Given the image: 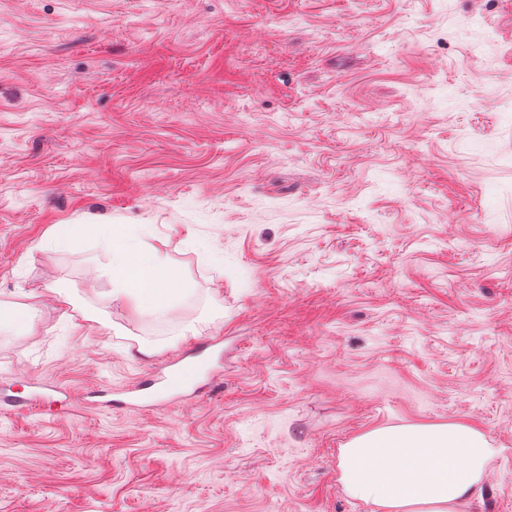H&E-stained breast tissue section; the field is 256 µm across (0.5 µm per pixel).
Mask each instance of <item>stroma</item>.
Returning <instances> with one entry per match:
<instances>
[{
    "mask_svg": "<svg viewBox=\"0 0 512 512\" xmlns=\"http://www.w3.org/2000/svg\"><path fill=\"white\" fill-rule=\"evenodd\" d=\"M103 224L179 271L162 318L103 306ZM28 293L0 512H371L342 446L452 422L498 450L461 512H512V0H0V300ZM219 336L213 392L100 404ZM32 380L56 413L11 406Z\"/></svg>",
    "mask_w": 512,
    "mask_h": 512,
    "instance_id": "1",
    "label": "stroma"
}]
</instances>
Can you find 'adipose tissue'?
Returning <instances> with one entry per match:
<instances>
[{"instance_id":"1","label":"adipose tissue","mask_w":512,"mask_h":512,"mask_svg":"<svg viewBox=\"0 0 512 512\" xmlns=\"http://www.w3.org/2000/svg\"><path fill=\"white\" fill-rule=\"evenodd\" d=\"M112 290L105 305L137 316L169 309L179 273L167 255L141 239H119L100 228ZM496 453L484 432L464 423L376 429L340 451L343 491L375 512H460L476 494Z\"/></svg>"}]
</instances>
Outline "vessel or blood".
Wrapping results in <instances>:
<instances>
[{
    "label": "vessel or blood",
    "instance_id": "vessel-or-blood-1",
    "mask_svg": "<svg viewBox=\"0 0 512 512\" xmlns=\"http://www.w3.org/2000/svg\"><path fill=\"white\" fill-rule=\"evenodd\" d=\"M212 373L206 351H187L169 361L165 370L146 382L130 384L124 391V407H150L173 403L191 393L202 392Z\"/></svg>",
    "mask_w": 512,
    "mask_h": 512
}]
</instances>
